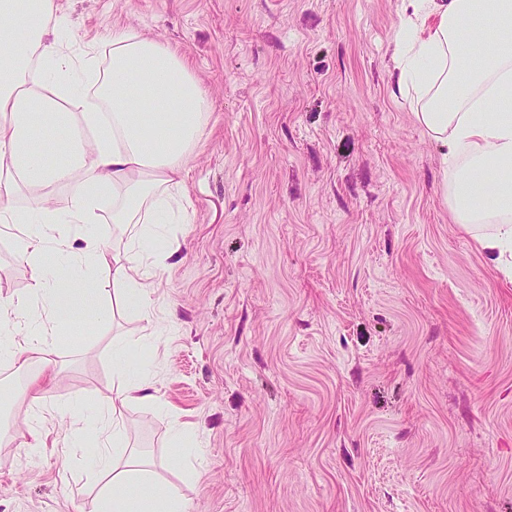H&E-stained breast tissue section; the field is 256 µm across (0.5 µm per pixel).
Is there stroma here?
Returning a JSON list of instances; mask_svg holds the SVG:
<instances>
[{
	"label": "stroma",
	"instance_id": "1",
	"mask_svg": "<svg viewBox=\"0 0 512 512\" xmlns=\"http://www.w3.org/2000/svg\"><path fill=\"white\" fill-rule=\"evenodd\" d=\"M76 46L115 29L182 54L208 93L174 194L188 223L149 314L59 337L39 411L93 413L112 342L152 401L122 445L192 468L188 512H512V280L448 207L440 145L397 89L402 0H54ZM26 265L0 233V302ZM45 448L0 402V512H89L94 446Z\"/></svg>",
	"mask_w": 512,
	"mask_h": 512
}]
</instances>
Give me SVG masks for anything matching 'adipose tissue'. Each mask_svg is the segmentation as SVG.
<instances>
[{
	"instance_id": "1",
	"label": "adipose tissue",
	"mask_w": 512,
	"mask_h": 512,
	"mask_svg": "<svg viewBox=\"0 0 512 512\" xmlns=\"http://www.w3.org/2000/svg\"><path fill=\"white\" fill-rule=\"evenodd\" d=\"M24 27H17V19ZM65 19L53 0H0V227L16 228V253L30 270L25 294L0 305V359L35 362L55 379V336L103 322L110 313L101 289L73 299L72 276L94 279L111 267L123 305L147 311L153 271L110 263L106 249L73 229L99 223L104 204L111 221L135 225L130 248L154 258L168 250L165 226L183 214L167 188L180 178L187 154L202 136L207 93L184 57L152 37L116 30L106 37L112 67L88 92L99 46L65 49ZM399 85L419 105L416 118L441 146L452 173L455 223L491 224L480 247L497 266L512 268V0H403L397 30ZM465 75H457L458 63ZM70 189L67 199L56 188ZM36 192L26 210L9 200ZM113 345L118 382L89 415L66 413L71 447L96 445L99 488L92 512H186L180 491L156 483L144 457L110 448L129 404L151 400L147 376L131 375Z\"/></svg>"
}]
</instances>
